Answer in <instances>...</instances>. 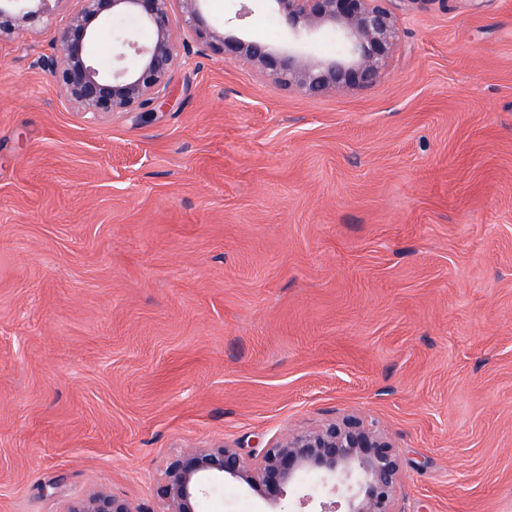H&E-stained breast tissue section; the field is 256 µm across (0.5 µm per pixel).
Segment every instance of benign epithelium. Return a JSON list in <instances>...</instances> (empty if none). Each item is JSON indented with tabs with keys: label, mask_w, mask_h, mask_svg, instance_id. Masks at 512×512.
Instances as JSON below:
<instances>
[{
	"label": "benign epithelium",
	"mask_w": 512,
	"mask_h": 512,
	"mask_svg": "<svg viewBox=\"0 0 512 512\" xmlns=\"http://www.w3.org/2000/svg\"><path fill=\"white\" fill-rule=\"evenodd\" d=\"M181 8V24L172 18L171 3ZM50 0H0V39L37 21ZM204 0H79L80 8L57 38L54 54L40 65L52 72L61 92L78 108L97 116L155 112L171 105L172 72L180 66L178 30L185 27L210 51L250 65L276 86L310 95L329 89L372 83L397 44L398 17L389 0H259L265 11L288 22V47L228 35L203 15ZM130 19L152 29L149 44L121 40L108 74L88 59L86 46L97 25ZM336 41V55L317 59L302 49L313 36ZM133 67L124 65L127 54ZM311 472L342 501L322 504L321 512H395L399 457L390 439L362 419L347 415L304 430L288 429L257 453L220 445L190 447L175 459L161 486L167 512H200L210 491L226 483L242 484L264 499L279 500L285 489ZM66 512H139L105 491L71 503Z\"/></svg>",
	"instance_id": "benign-epithelium-1"
}]
</instances>
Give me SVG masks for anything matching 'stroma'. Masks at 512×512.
Wrapping results in <instances>:
<instances>
[{
  "instance_id": "1",
  "label": "stroma",
  "mask_w": 512,
  "mask_h": 512,
  "mask_svg": "<svg viewBox=\"0 0 512 512\" xmlns=\"http://www.w3.org/2000/svg\"><path fill=\"white\" fill-rule=\"evenodd\" d=\"M78 7L0 41V512H166L184 449L351 413L396 512H512V0H414L373 83L318 95L194 44L167 109L108 119L40 65ZM236 8L204 13L287 41ZM65 512H139V510L113 494L98 491L71 503Z\"/></svg>"
}]
</instances>
